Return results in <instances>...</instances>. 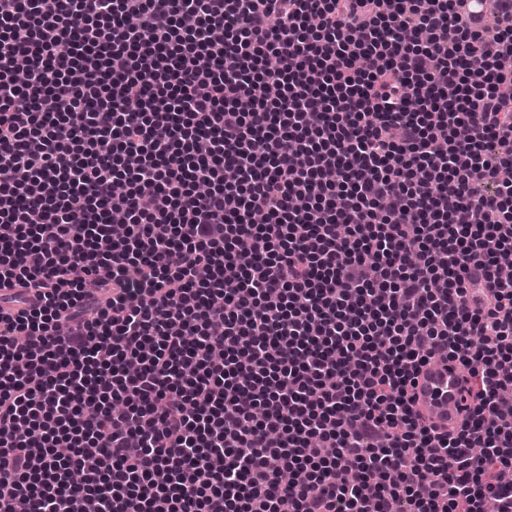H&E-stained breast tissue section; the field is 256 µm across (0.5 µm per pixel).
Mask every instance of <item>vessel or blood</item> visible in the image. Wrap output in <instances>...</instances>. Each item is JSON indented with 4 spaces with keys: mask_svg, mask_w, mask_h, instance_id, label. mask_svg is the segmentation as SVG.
Returning <instances> with one entry per match:
<instances>
[{
    "mask_svg": "<svg viewBox=\"0 0 512 512\" xmlns=\"http://www.w3.org/2000/svg\"><path fill=\"white\" fill-rule=\"evenodd\" d=\"M413 393L416 410L440 431L458 429L472 408L469 382L456 364L444 359L430 360L421 368Z\"/></svg>",
    "mask_w": 512,
    "mask_h": 512,
    "instance_id": "1",
    "label": "vessel or blood"
}]
</instances>
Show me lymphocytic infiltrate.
I'll list each match as a JSON object with an SVG mask.
<instances>
[{
  "label": "lymphocytic infiltrate",
  "instance_id": "f902f5d3",
  "mask_svg": "<svg viewBox=\"0 0 512 512\" xmlns=\"http://www.w3.org/2000/svg\"><path fill=\"white\" fill-rule=\"evenodd\" d=\"M461 2L0 0V512H512V0ZM415 409L438 431L452 432L472 408L470 383L454 363L432 359L423 366L413 389Z\"/></svg>",
  "mask_w": 512,
  "mask_h": 512
}]
</instances>
